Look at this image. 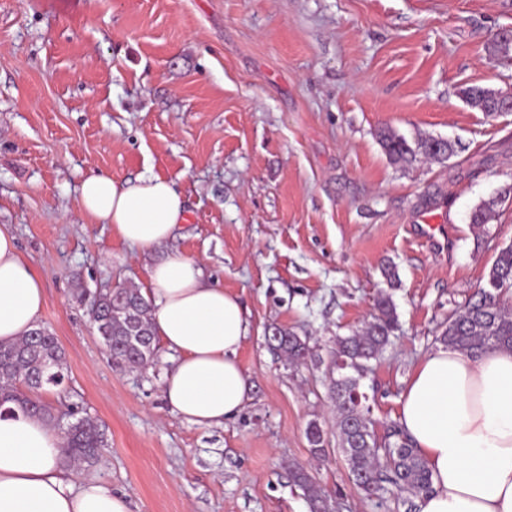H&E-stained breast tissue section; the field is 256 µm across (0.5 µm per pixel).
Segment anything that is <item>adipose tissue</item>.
<instances>
[{"instance_id":"obj_1","label":"adipose tissue","mask_w":512,"mask_h":512,"mask_svg":"<svg viewBox=\"0 0 512 512\" xmlns=\"http://www.w3.org/2000/svg\"><path fill=\"white\" fill-rule=\"evenodd\" d=\"M80 205L140 249L165 243L186 218L183 197L157 175L133 183L91 175ZM148 280L156 334L176 356L162 385L166 403L194 425L223 424L251 392L238 360L248 333L239 298L208 284L200 263L180 256L154 265ZM45 299L41 277L0 228V344L36 328ZM399 423L432 474L419 512H512V350L427 354L401 395ZM62 446L39 418H0V512H130L125 494L64 473Z\"/></svg>"}]
</instances>
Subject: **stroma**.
Segmentation results:
<instances>
[{"label": "stroma", "mask_w": 512, "mask_h": 512, "mask_svg": "<svg viewBox=\"0 0 512 512\" xmlns=\"http://www.w3.org/2000/svg\"><path fill=\"white\" fill-rule=\"evenodd\" d=\"M508 28L512 0H0V226L42 278L38 323L65 354L68 376L45 401L106 428L86 478L126 494L131 512H310L291 480L302 466L332 512H405L352 481L324 366H289L265 336L287 328L326 355L390 291L399 329L361 387L377 438L397 422L415 364L512 243V199L470 222L512 185V114L460 95L512 90V58L491 51ZM387 128L458 151L395 164ZM97 173L172 179L186 223L130 248L80 207ZM424 224L444 225L446 241L422 237ZM172 255L237 295L249 324L238 358L250 399L220 426L167 405L166 347L122 371L91 316L98 292L147 290ZM313 421L327 434L320 461ZM512 186L504 188L497 197L483 201L479 204L472 212L471 221L472 224H488L496 214V207L499 203L506 199L508 196L511 197Z\"/></svg>", "instance_id": "1"}]
</instances>
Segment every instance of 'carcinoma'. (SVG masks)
Instances as JSON below:
<instances>
[{
  "label": "carcinoma",
  "instance_id": "carcinoma-1",
  "mask_svg": "<svg viewBox=\"0 0 512 512\" xmlns=\"http://www.w3.org/2000/svg\"><path fill=\"white\" fill-rule=\"evenodd\" d=\"M463 98L487 112L492 108L488 88L472 85L462 90ZM381 145L390 161L411 164L421 158L443 163L456 152L454 143L448 151H435L431 138L421 137L415 145L390 130L380 134ZM512 195V186L497 197L479 204L472 212L474 224H487L496 214L499 203ZM512 288V244L501 248L489 270L487 287L480 289L461 310L448 318L440 336L447 347L470 354L493 349L512 350V308L505 306L503 294ZM96 324L103 341L110 349L113 363L137 371L151 363L157 355V336L149 302L140 289L126 287L122 297L109 293L94 300ZM375 312L367 324L347 336L336 337L328 351L329 395L336 407V438L349 473L367 496H380L392 487L399 492L422 495L430 491L432 475L401 428H390L383 442H378L370 428V406L367 396L355 398L360 381L378 360L398 329V318L392 297L382 293L376 299ZM270 349L284 356L293 366H302L315 354L307 338L278 328L268 341ZM65 357L55 336L48 330L35 338L26 336L20 342L0 345V416L22 412L46 420L60 422L53 407L32 395L45 386L58 387L65 380ZM311 452L325 456L324 432L317 422L307 428ZM108 446L105 429L88 417L75 418L64 441L63 462L66 464L96 463L100 450ZM294 482L301 487L311 512H328L327 498L310 472L296 467Z\"/></svg>",
  "mask_w": 512,
  "mask_h": 512
}]
</instances>
